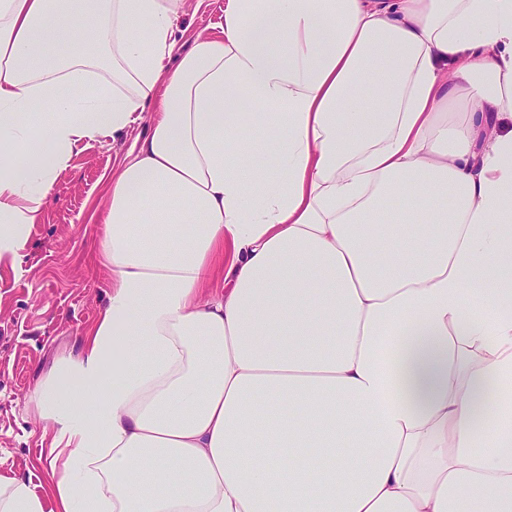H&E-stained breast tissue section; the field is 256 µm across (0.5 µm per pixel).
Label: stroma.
I'll use <instances>...</instances> for the list:
<instances>
[{
  "label": "stroma",
  "mask_w": 512,
  "mask_h": 512,
  "mask_svg": "<svg viewBox=\"0 0 512 512\" xmlns=\"http://www.w3.org/2000/svg\"><path fill=\"white\" fill-rule=\"evenodd\" d=\"M223 21L224 0H185L178 49L198 34H218ZM146 129L136 124L116 140L79 149L33 225L22 263L0 262V468L40 491L48 487L49 439L28 395L56 359L78 352L83 330L107 301L108 273L94 256L100 226L91 215Z\"/></svg>",
  "instance_id": "stroma-1"
}]
</instances>
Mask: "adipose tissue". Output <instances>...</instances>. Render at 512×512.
I'll return each instance as SVG.
<instances>
[{
    "label": "adipose tissue",
    "mask_w": 512,
    "mask_h": 512,
    "mask_svg": "<svg viewBox=\"0 0 512 512\" xmlns=\"http://www.w3.org/2000/svg\"><path fill=\"white\" fill-rule=\"evenodd\" d=\"M181 7L0 0V261L151 126L0 512H512V0H226L180 54Z\"/></svg>",
    "instance_id": "ef3b65f1"
}]
</instances>
